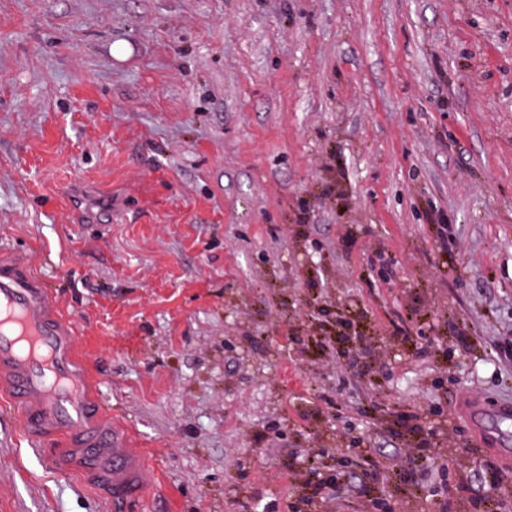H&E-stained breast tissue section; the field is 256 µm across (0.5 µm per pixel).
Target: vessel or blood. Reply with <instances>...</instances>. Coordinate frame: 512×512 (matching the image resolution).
<instances>
[{
	"instance_id": "1",
	"label": "vessel or blood",
	"mask_w": 512,
	"mask_h": 512,
	"mask_svg": "<svg viewBox=\"0 0 512 512\" xmlns=\"http://www.w3.org/2000/svg\"><path fill=\"white\" fill-rule=\"evenodd\" d=\"M0 393L21 415L27 439L60 443L56 465L80 471L111 499L114 512L148 495L146 457L119 436L72 321L19 254L0 256ZM462 406L475 446L511 471L512 403L470 399Z\"/></svg>"
}]
</instances>
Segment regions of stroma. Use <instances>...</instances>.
Returning <instances> with one entry per match:
<instances>
[{
  "instance_id": "obj_1",
  "label": "stroma",
  "mask_w": 512,
  "mask_h": 512,
  "mask_svg": "<svg viewBox=\"0 0 512 512\" xmlns=\"http://www.w3.org/2000/svg\"><path fill=\"white\" fill-rule=\"evenodd\" d=\"M0 251L149 458L126 512H305L314 453L358 512H474L454 398L512 402V0H0ZM412 408L447 502L367 475ZM50 455L0 403V512H112Z\"/></svg>"
}]
</instances>
